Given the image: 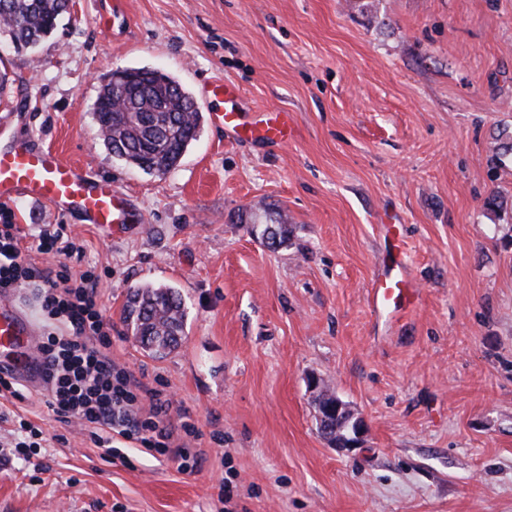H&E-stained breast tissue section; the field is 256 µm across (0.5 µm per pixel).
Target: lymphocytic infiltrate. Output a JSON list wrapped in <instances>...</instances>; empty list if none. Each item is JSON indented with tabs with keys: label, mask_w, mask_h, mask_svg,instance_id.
Wrapping results in <instances>:
<instances>
[{
	"label": "lymphocytic infiltrate",
	"mask_w": 512,
	"mask_h": 512,
	"mask_svg": "<svg viewBox=\"0 0 512 512\" xmlns=\"http://www.w3.org/2000/svg\"><path fill=\"white\" fill-rule=\"evenodd\" d=\"M37 239L38 251L57 258V265L26 261L19 225L0 224V290L36 293L42 318L37 355L48 408L77 419L107 457L123 454L112 444L117 435L139 444L142 453L176 462L181 470L195 468V455L173 441L172 400L113 361L112 322L98 302L94 269L75 273L62 264V257L81 253V246L58 229L39 230Z\"/></svg>",
	"instance_id": "f902f5d3"
}]
</instances>
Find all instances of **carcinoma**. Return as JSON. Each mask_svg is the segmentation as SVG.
<instances>
[{
  "mask_svg": "<svg viewBox=\"0 0 512 512\" xmlns=\"http://www.w3.org/2000/svg\"><path fill=\"white\" fill-rule=\"evenodd\" d=\"M70 0H0V32L24 49L55 30L60 16L69 12ZM123 89L105 85L95 106L98 132L109 150L146 173H166L176 166L196 140L202 113L191 95L174 79L146 68L123 71ZM122 98L124 111H112V97ZM260 234H278L285 242L290 230L279 219ZM179 291L145 286L132 290L124 321L152 353L164 356L179 344L186 321Z\"/></svg>",
  "mask_w": 512,
  "mask_h": 512,
  "instance_id": "obj_1",
  "label": "carcinoma"
}]
</instances>
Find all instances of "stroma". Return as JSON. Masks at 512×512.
<instances>
[{
	"label": "stroma",
	"instance_id": "35a3bbf8",
	"mask_svg": "<svg viewBox=\"0 0 512 512\" xmlns=\"http://www.w3.org/2000/svg\"><path fill=\"white\" fill-rule=\"evenodd\" d=\"M177 80L202 112L178 166L114 157L93 114L101 76ZM0 146L21 135L112 180L135 223L107 230L17 201L26 235L81 244L112 321L113 360L194 423V470L126 447L107 460L38 389L4 402L43 433L18 452L0 422V512H512V0H72L36 47L0 55ZM295 116L285 145L234 143L208 80ZM401 225L417 303L390 317L378 216ZM278 213L289 240L254 223ZM169 284L187 312L169 355L127 330L130 287ZM365 422L339 451L307 380ZM235 486L218 497L222 478Z\"/></svg>",
	"mask_w": 512,
	"mask_h": 512
}]
</instances>
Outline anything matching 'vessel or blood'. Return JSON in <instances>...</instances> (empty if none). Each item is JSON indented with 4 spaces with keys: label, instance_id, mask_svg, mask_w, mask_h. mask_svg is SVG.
I'll return each instance as SVG.
<instances>
[{
    "label": "vessel or blood",
    "instance_id": "vessel-or-blood-1",
    "mask_svg": "<svg viewBox=\"0 0 512 512\" xmlns=\"http://www.w3.org/2000/svg\"><path fill=\"white\" fill-rule=\"evenodd\" d=\"M210 94L224 100V127L234 138L284 143L291 137L292 112L280 109L248 117L239 105V90L221 79L213 82ZM18 199L47 202L58 211L79 213L86 222L100 226L126 224L130 215L127 197L111 180L88 177L55 151L22 138L0 147V202ZM383 229L390 243L389 261L373 281L369 297L376 308L403 311L413 305L415 291L403 259L401 227L390 222ZM38 334L36 323L12 296L0 294V368L28 382H40L41 366L35 356Z\"/></svg>",
    "mask_w": 512,
    "mask_h": 512
}]
</instances>
